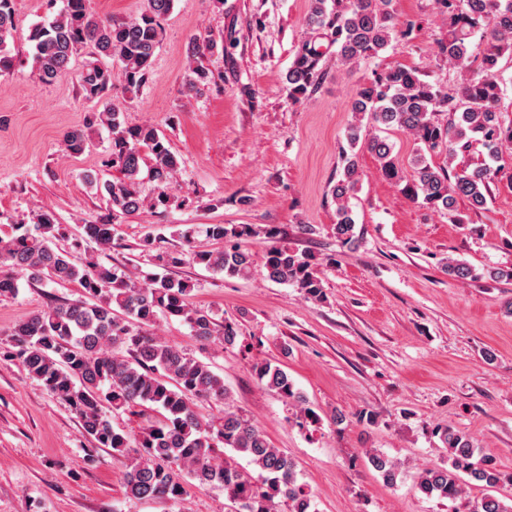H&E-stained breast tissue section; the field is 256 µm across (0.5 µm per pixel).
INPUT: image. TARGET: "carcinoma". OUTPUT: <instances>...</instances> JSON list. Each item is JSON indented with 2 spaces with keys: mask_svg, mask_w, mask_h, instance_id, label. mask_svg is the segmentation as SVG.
Segmentation results:
<instances>
[{
  "mask_svg": "<svg viewBox=\"0 0 512 512\" xmlns=\"http://www.w3.org/2000/svg\"><path fill=\"white\" fill-rule=\"evenodd\" d=\"M391 0H310L306 24L311 37L296 53L287 80L294 101L317 89L324 52L317 39L330 34L336 60L353 68L379 57L393 40L404 36L390 10ZM448 20V30L438 41V53L455 73L450 90L427 80L416 67L397 65L375 68L353 95L351 121L346 134L348 149L342 150L343 173L333 196L336 200V241L358 245L360 234L348 199L359 182L357 154L362 144L374 154L384 177L401 186L414 202L448 213V220L461 222L456 203L466 199L476 209L487 204L503 168L496 164L501 150L512 144V116L505 112L498 79L503 60L512 62V0H437ZM174 0H149L148 9L131 19L100 17L89 11L88 0H66L64 9L50 20L35 24L28 36L39 79L51 84L69 73L72 60L88 55L78 77L80 95L103 104V110L63 134L67 153L83 154L98 125L110 138L108 164L121 177L102 186L108 213L91 224L81 225L85 241L70 250L53 247L65 235L54 212L42 210L36 223L12 225L0 237V296L18 293L19 280L47 286L76 284L83 298L70 302L53 299L44 309L16 321L10 328L9 347L0 358L18 362L40 382L45 391L63 402L75 415L83 433L95 447L84 449L87 463L95 462L98 448H110L127 459L124 493L140 499L182 502L189 489L218 488L224 491L234 512H316L305 485L298 481L297 463L268 441L258 426L229 403L231 393L224 378L210 363L173 346L148 332L158 318L177 319L201 345L219 341L236 345L237 324L221 321L210 310L192 303L194 285L172 275L185 264L202 265L227 277H247L254 267L250 239L275 240L279 228L250 224H187L175 231L181 241L176 250H162L156 238L142 239L143 250L152 253L163 272L139 282L124 265L106 266L98 256L112 249L114 224L120 218L139 214L145 207L168 209L175 202L171 193L181 162L169 142L150 125H129L122 110L112 103V68L117 62L127 89L144 86L151 74L155 52L161 43L162 21ZM14 30L13 0H0V70L13 65L7 39ZM217 46L206 37L193 39L189 56L194 60L186 80L190 90L212 82L213 73L202 59ZM372 125L386 133L409 134L417 148L413 175L407 177L393 156L394 144L387 136L361 140V131ZM480 143L491 159L473 167L456 169L436 165L435 156L448 161ZM155 183V193H141L144 181ZM203 236L220 244L199 250L196 238ZM314 254L299 253L272 245L266 251L269 280L295 286L311 298L322 296V281ZM447 271L460 279L512 281V268H493L479 273L464 261L448 260ZM257 381L276 393L293 413L295 424L307 429L320 416L295 389L285 366L265 361L253 367ZM222 401L224 413L204 419L194 409L197 402ZM140 406L156 410L162 420L131 435L112 426L107 411ZM434 434L448 448V465L434 466L419 477L418 489L429 498L456 502L465 486L485 490L471 512H512V503L494 494L503 481L497 465L477 453L470 437L449 426ZM242 455L255 466L254 476L241 468L235 456ZM384 481L396 480V465L386 456H368Z\"/></svg>",
  "mask_w": 512,
  "mask_h": 512,
  "instance_id": "obj_1",
  "label": "carcinoma"
}]
</instances>
